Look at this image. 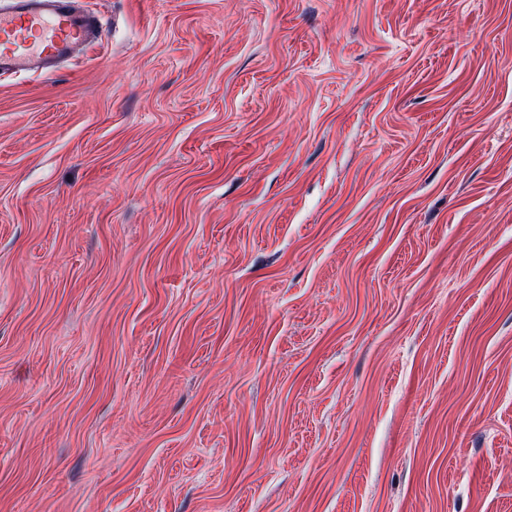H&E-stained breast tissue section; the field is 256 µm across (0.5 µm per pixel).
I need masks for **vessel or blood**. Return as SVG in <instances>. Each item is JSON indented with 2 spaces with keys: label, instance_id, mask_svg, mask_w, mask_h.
<instances>
[{
  "label": "vessel or blood",
  "instance_id": "b4317fda",
  "mask_svg": "<svg viewBox=\"0 0 512 512\" xmlns=\"http://www.w3.org/2000/svg\"><path fill=\"white\" fill-rule=\"evenodd\" d=\"M102 26L76 0H7L0 8V76L53 72L97 41Z\"/></svg>",
  "mask_w": 512,
  "mask_h": 512
}]
</instances>
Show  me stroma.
Returning <instances> with one entry per match:
<instances>
[{
    "label": "stroma",
    "instance_id": "obj_1",
    "mask_svg": "<svg viewBox=\"0 0 512 512\" xmlns=\"http://www.w3.org/2000/svg\"><path fill=\"white\" fill-rule=\"evenodd\" d=\"M0 78V512H512V0H86Z\"/></svg>",
    "mask_w": 512,
    "mask_h": 512
}]
</instances>
